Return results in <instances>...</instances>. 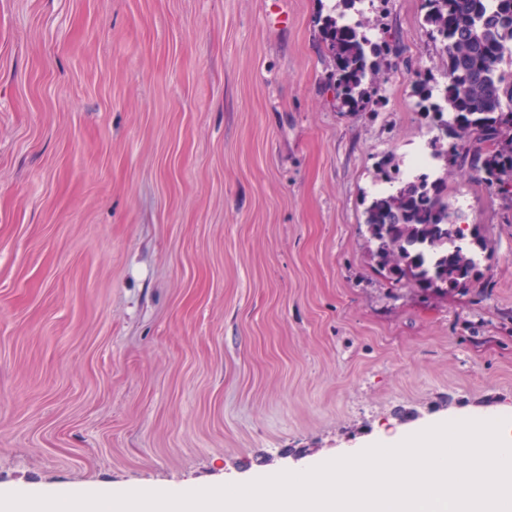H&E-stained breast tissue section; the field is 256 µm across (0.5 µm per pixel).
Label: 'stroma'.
Segmentation results:
<instances>
[{
    "label": "stroma",
    "instance_id": "35a3bbf8",
    "mask_svg": "<svg viewBox=\"0 0 512 512\" xmlns=\"http://www.w3.org/2000/svg\"><path fill=\"white\" fill-rule=\"evenodd\" d=\"M334 2L0 0V494L244 484L512 409V201L448 179L494 246L471 289L378 271V163L434 136L448 58L384 0L402 55L340 111Z\"/></svg>",
    "mask_w": 512,
    "mask_h": 512
}]
</instances>
